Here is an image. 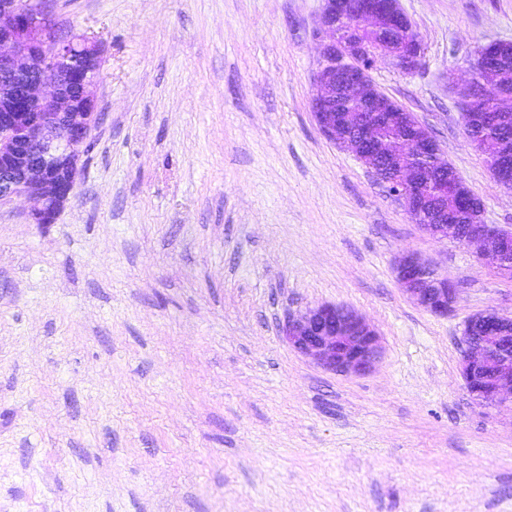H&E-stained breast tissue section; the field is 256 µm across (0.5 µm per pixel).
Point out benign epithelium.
Wrapping results in <instances>:
<instances>
[{
	"label": "benign epithelium",
	"mask_w": 512,
	"mask_h": 512,
	"mask_svg": "<svg viewBox=\"0 0 512 512\" xmlns=\"http://www.w3.org/2000/svg\"><path fill=\"white\" fill-rule=\"evenodd\" d=\"M349 0H323L318 29L326 35L314 81L313 112L322 133L344 151L379 173L411 219L438 239L474 249L480 260L512 277V227L487 224L482 200L441 158L439 144L414 113L381 92L372 81L371 63L391 58L401 70L416 68L419 40L399 0H363L361 15L377 29L392 28L403 37L377 48L351 30H341ZM512 54V42L482 48L461 83L462 116L473 125H508V117L477 105L512 99V83L500 59ZM98 45L81 35L60 40L51 19L29 0H0V204L23 197L31 203L34 224H53L72 195L80 148L91 136L98 112L90 87L101 69ZM341 100L358 104L343 112ZM403 132L398 140L377 136L381 127ZM439 181L443 199L460 207L430 203L427 184ZM396 278L423 309L440 316L453 311L457 288L413 253L399 258ZM484 334L462 336L460 375L474 400L483 405L512 403V316L483 312L471 316ZM291 347L323 367L363 374L381 354L380 337L354 310L322 304L288 317L282 328Z\"/></svg>",
	"instance_id": "1"
}]
</instances>
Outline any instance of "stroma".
<instances>
[{
	"label": "stroma",
	"instance_id": "35a3bbf8",
	"mask_svg": "<svg viewBox=\"0 0 512 512\" xmlns=\"http://www.w3.org/2000/svg\"><path fill=\"white\" fill-rule=\"evenodd\" d=\"M102 50L99 120L55 223L0 205V512H512V409L460 375L467 319L512 278L412 221L320 131L321 0H42ZM422 45L374 83L512 226L457 84L512 42V0H399ZM407 252L457 288L401 289ZM351 308L363 375L289 347V314ZM402 290L423 309L440 316L453 311L457 288L413 253L404 254L395 267Z\"/></svg>",
	"mask_w": 512,
	"mask_h": 512
}]
</instances>
